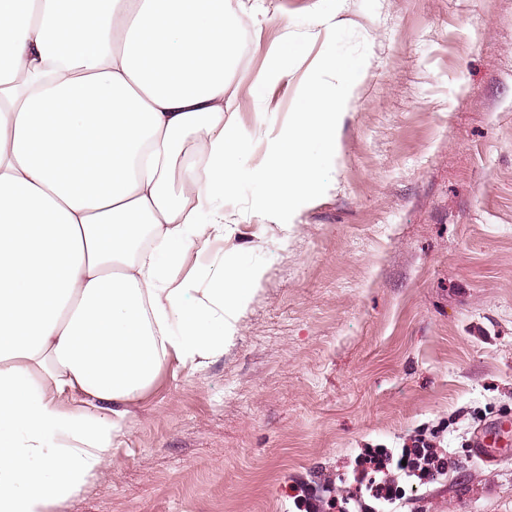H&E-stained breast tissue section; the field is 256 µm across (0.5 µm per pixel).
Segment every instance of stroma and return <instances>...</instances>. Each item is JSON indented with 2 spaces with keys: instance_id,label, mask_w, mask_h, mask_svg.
<instances>
[{
  "instance_id": "obj_1",
  "label": "stroma",
  "mask_w": 512,
  "mask_h": 512,
  "mask_svg": "<svg viewBox=\"0 0 512 512\" xmlns=\"http://www.w3.org/2000/svg\"><path fill=\"white\" fill-rule=\"evenodd\" d=\"M234 34L228 114L253 165L263 110L286 130L312 63L360 62L336 158L287 222L248 181L225 195L223 238L177 277L259 271L233 335L206 365L162 361L51 512H297L296 485L339 493L360 449L422 430L448 471L400 512H512V0H240ZM271 62L288 78L254 99Z\"/></svg>"
}]
</instances>
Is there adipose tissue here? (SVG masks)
Returning a JSON list of instances; mask_svg holds the SVG:
<instances>
[{
  "instance_id": "ef3b65f1",
  "label": "adipose tissue",
  "mask_w": 512,
  "mask_h": 512,
  "mask_svg": "<svg viewBox=\"0 0 512 512\" xmlns=\"http://www.w3.org/2000/svg\"><path fill=\"white\" fill-rule=\"evenodd\" d=\"M231 0H0V512H49L98 475L123 406L160 362L204 363L258 283L227 265L217 288L173 287L186 244L223 231L240 181L283 218L334 161L355 88L310 91L273 162L224 117L239 44ZM204 159L175 200L185 138ZM98 403V414L85 409Z\"/></svg>"
}]
</instances>
